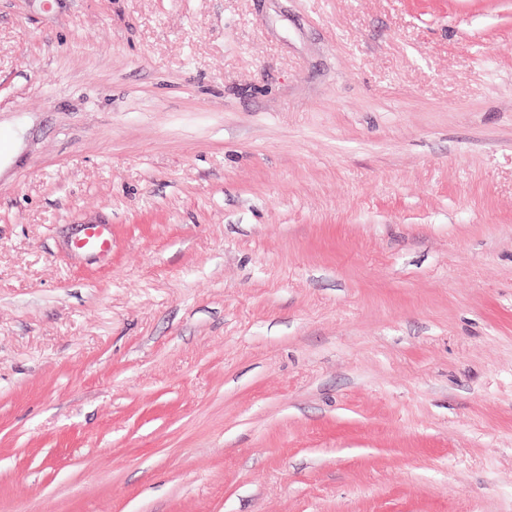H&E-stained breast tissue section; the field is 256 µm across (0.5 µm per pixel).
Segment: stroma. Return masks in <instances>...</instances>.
Listing matches in <instances>:
<instances>
[{
  "mask_svg": "<svg viewBox=\"0 0 512 512\" xmlns=\"http://www.w3.org/2000/svg\"><path fill=\"white\" fill-rule=\"evenodd\" d=\"M1 133L0 512H512V0H0ZM111 246V239L105 236L103 227L93 224L85 229L84 238L80 239L79 248L94 251H105Z\"/></svg>",
  "mask_w": 512,
  "mask_h": 512,
  "instance_id": "1",
  "label": "stroma"
}]
</instances>
